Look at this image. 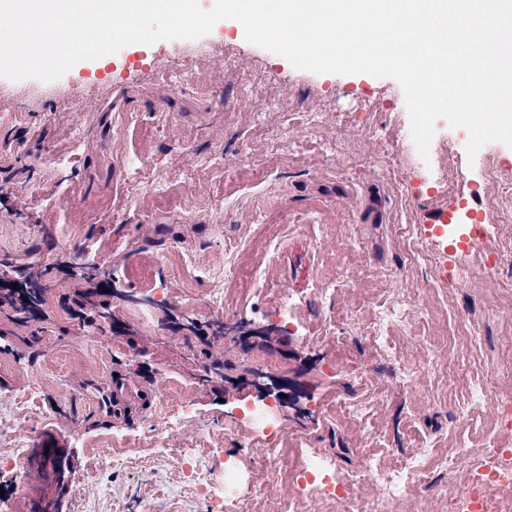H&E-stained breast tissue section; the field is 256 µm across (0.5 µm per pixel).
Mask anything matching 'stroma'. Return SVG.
Listing matches in <instances>:
<instances>
[{
	"instance_id": "1",
	"label": "stroma",
	"mask_w": 512,
	"mask_h": 512,
	"mask_svg": "<svg viewBox=\"0 0 512 512\" xmlns=\"http://www.w3.org/2000/svg\"><path fill=\"white\" fill-rule=\"evenodd\" d=\"M138 50L110 55L101 79L94 60L50 82L0 77V270L33 264L62 303L77 288L65 270L87 266L91 243L118 290L111 321L91 327L49 309L22 322L0 313V452L18 439L36 448L47 433L64 443L76 485L63 512H211L195 476L228 471L242 512H274L310 448L346 479L370 459L402 468L423 441L469 458L491 435L512 448V429H494L512 377L489 369L512 366V260L495 257L512 248V223L491 227V249H413L433 211L497 202L468 161V132L437 119L419 172L395 79L296 69L227 19L199 39L147 46L144 64L129 65ZM265 256L260 285L253 267ZM229 261L232 281L218 275ZM448 266L463 285L439 287ZM170 286L177 304L157 307ZM281 293L297 305L291 346L206 343L221 325L273 324ZM219 294L223 306L209 307ZM396 300L411 307L385 351L375 323ZM187 318L204 335L183 329ZM459 318L483 343L463 342ZM400 359L414 370L406 389L393 382ZM255 372L279 386L300 378L323 401L285 397L258 434L251 412L268 393L250 386ZM486 378L487 400L469 404L468 384ZM117 379L167 387L116 418L106 400ZM34 385L50 418L12 420ZM178 387L191 417L154 433Z\"/></svg>"
}]
</instances>
